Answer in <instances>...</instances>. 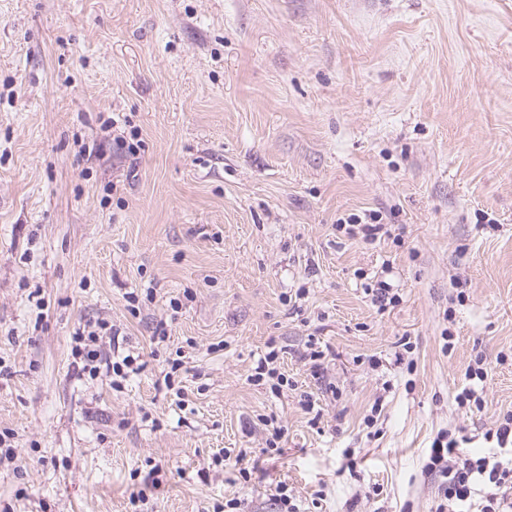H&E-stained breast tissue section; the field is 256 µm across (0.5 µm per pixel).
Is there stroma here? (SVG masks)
Instances as JSON below:
<instances>
[{
	"mask_svg": "<svg viewBox=\"0 0 512 512\" xmlns=\"http://www.w3.org/2000/svg\"><path fill=\"white\" fill-rule=\"evenodd\" d=\"M373 211L392 237L337 232ZM376 278L401 297L382 314ZM131 291L154 294L137 315ZM98 318L140 355L118 389L72 354ZM271 344L277 395L249 380ZM479 353L472 412L454 397ZM509 411L512 0H0V512H279L281 481L304 512H435L433 438L496 452ZM220 448L247 450L250 481ZM486 442H496L498 448L512 446V412L509 411L499 417L495 428H490L483 434Z\"/></svg>",
	"mask_w": 512,
	"mask_h": 512,
	"instance_id": "35a3bbf8",
	"label": "stroma"
}]
</instances>
